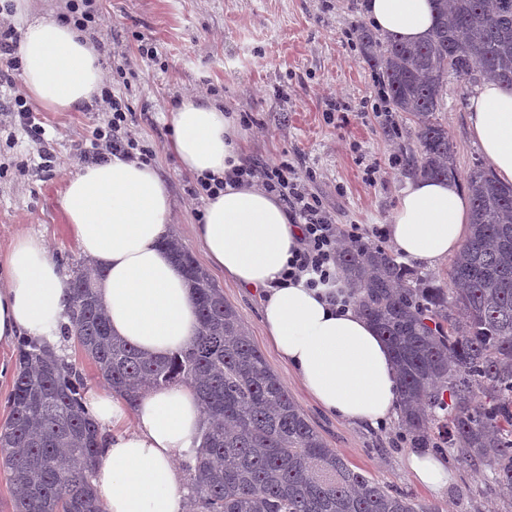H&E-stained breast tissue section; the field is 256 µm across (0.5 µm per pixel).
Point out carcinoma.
Instances as JSON below:
<instances>
[{
    "label": "carcinoma",
    "mask_w": 512,
    "mask_h": 512,
    "mask_svg": "<svg viewBox=\"0 0 512 512\" xmlns=\"http://www.w3.org/2000/svg\"><path fill=\"white\" fill-rule=\"evenodd\" d=\"M417 44H379L363 28L364 60L388 101L418 125L411 154L424 178L458 177L454 144L436 113L448 77L512 85V0H435ZM471 233L448 283L415 276L381 245L342 250L358 311L388 343L400 374V422L418 448L455 450L457 463L512 490V185L476 163L466 173ZM167 247L194 288L200 331L187 350L144 356L115 339L85 266L74 272L64 336L103 385L133 405L142 390L194 388L206 415L194 458L196 512H439L354 470L328 447L250 340L236 309L179 239ZM76 364L22 338L0 425V461L18 487L13 512H101L90 478L98 430L82 404Z\"/></svg>",
    "instance_id": "1"
}]
</instances>
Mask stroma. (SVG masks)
Segmentation results:
<instances>
[{
    "mask_svg": "<svg viewBox=\"0 0 512 512\" xmlns=\"http://www.w3.org/2000/svg\"><path fill=\"white\" fill-rule=\"evenodd\" d=\"M364 0H99L111 27L90 31L91 40L114 47L102 58L134 112V127L156 155L154 166L172 199V232L198 263L206 258L194 239L197 217L186 200L190 179L168 147L171 105L209 92L241 125L245 161H282L293 167L307 191L319 198L340 229L389 223L413 173L408 158L416 125L405 113L383 110L378 73L364 60L358 38L369 21ZM153 41L158 59L146 63L138 37ZM463 85L449 79L439 120L455 146L459 173L483 155L468 131ZM40 141L0 127V260L22 233L44 237L53 258L67 271L83 265L71 238L62 194L82 166L79 146L89 145L104 112L95 104L75 112H37ZM51 151L64 164L42 169ZM400 165H393V156ZM224 298L238 311L251 341L286 385L329 447L358 471L389 490L441 512H512V493L488 491L479 478L449 462L454 477L444 496L423 487L406 468L412 451L399 421L378 429L354 427L329 416L290 375L270 345L253 294L214 274Z\"/></svg>",
    "mask_w": 512,
    "mask_h": 512,
    "instance_id": "obj_1",
    "label": "stroma"
}]
</instances>
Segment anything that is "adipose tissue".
Wrapping results in <instances>:
<instances>
[{
	"label": "adipose tissue",
	"mask_w": 512,
	"mask_h": 512,
	"mask_svg": "<svg viewBox=\"0 0 512 512\" xmlns=\"http://www.w3.org/2000/svg\"><path fill=\"white\" fill-rule=\"evenodd\" d=\"M14 0L26 30L21 78L31 102L69 112L100 95L103 72L95 48L73 24L29 16ZM365 13L382 33L423 40L436 20L434 0H366ZM469 130L496 176L512 183V86L491 81L469 99ZM171 148L184 172L214 176L223 191L207 199L194 238L226 280L250 289L265 334L280 360L328 415L361 427L396 417L399 375L390 348L354 306L323 289L284 277L300 231L277 194L229 182L242 163L235 114L203 96L171 111ZM68 230L93 271L110 330L143 354L164 358L188 348L199 332L192 288L166 246L172 199L157 169L113 156L84 165L67 182ZM470 201L454 180L407 181L385 227L407 262L436 267L469 234ZM0 346L26 336L59 348L68 321L71 275L42 238L19 237L0 263ZM84 405L100 436L92 479L105 512H188L191 475L181 465L197 445L204 416L194 391L171 386L145 392L136 407L109 390H92ZM416 480L443 495L452 475L445 458L414 452Z\"/></svg>",
	"instance_id": "adipose-tissue-1"
}]
</instances>
